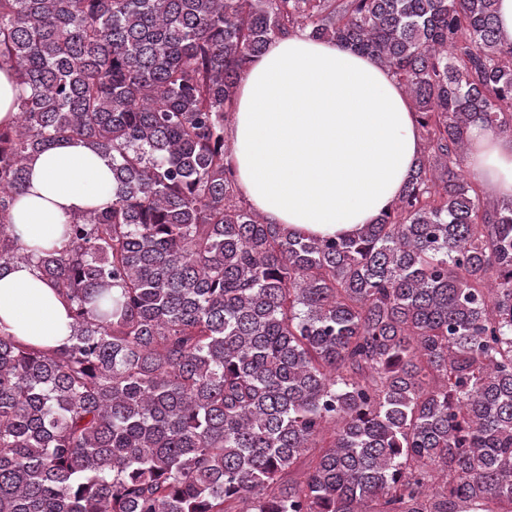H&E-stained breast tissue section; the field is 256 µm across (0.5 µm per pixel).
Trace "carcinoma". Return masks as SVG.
<instances>
[{"label": "carcinoma", "instance_id": "1", "mask_svg": "<svg viewBox=\"0 0 512 512\" xmlns=\"http://www.w3.org/2000/svg\"><path fill=\"white\" fill-rule=\"evenodd\" d=\"M296 32L390 68L426 142L352 236L239 204L227 116ZM5 66L0 266L73 334L0 331V512H512V199L463 169L471 125L512 133L496 0H0ZM63 142L112 159V203L29 252L10 212ZM15 83L8 71H0V125H12L17 109L14 107ZM70 305L28 263L0 269V329L35 346L58 348L72 334Z\"/></svg>", "mask_w": 512, "mask_h": 512}]
</instances>
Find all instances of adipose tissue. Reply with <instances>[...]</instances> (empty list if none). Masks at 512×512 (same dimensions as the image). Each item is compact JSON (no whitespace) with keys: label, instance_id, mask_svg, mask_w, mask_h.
Returning <instances> with one entry per match:
<instances>
[{"label":"adipose tissue","instance_id":"1","mask_svg":"<svg viewBox=\"0 0 512 512\" xmlns=\"http://www.w3.org/2000/svg\"><path fill=\"white\" fill-rule=\"evenodd\" d=\"M226 135L240 193L270 224L341 237L373 223L425 150L414 106L370 57L303 34L270 42L242 76ZM466 167L488 195L512 198V137L467 131ZM112 200V162L65 144L31 163L11 212L29 249L64 243L73 215ZM0 329L41 347L68 344L70 306L30 264L0 269Z\"/></svg>","mask_w":512,"mask_h":512}]
</instances>
